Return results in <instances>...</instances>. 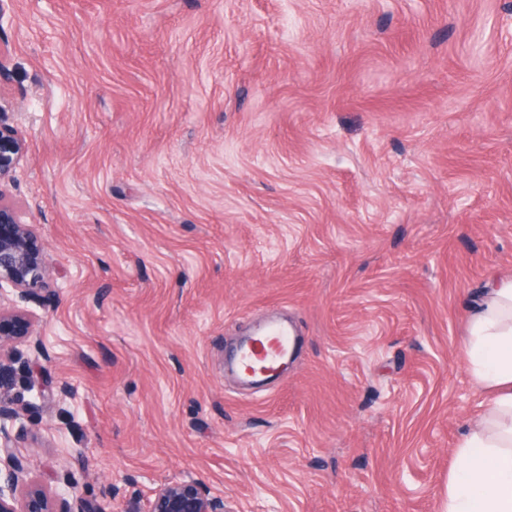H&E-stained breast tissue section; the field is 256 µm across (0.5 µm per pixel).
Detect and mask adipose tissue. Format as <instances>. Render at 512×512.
Returning <instances> with one entry per match:
<instances>
[{
    "label": "adipose tissue",
    "instance_id": "adipose-tissue-1",
    "mask_svg": "<svg viewBox=\"0 0 512 512\" xmlns=\"http://www.w3.org/2000/svg\"><path fill=\"white\" fill-rule=\"evenodd\" d=\"M464 354L477 383L495 394L456 451L447 512H512V278L487 280Z\"/></svg>",
    "mask_w": 512,
    "mask_h": 512
}]
</instances>
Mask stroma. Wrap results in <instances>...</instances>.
I'll list each match as a JSON object with an SVG mask.
<instances>
[{"label":"stroma","mask_w":512,"mask_h":512,"mask_svg":"<svg viewBox=\"0 0 512 512\" xmlns=\"http://www.w3.org/2000/svg\"><path fill=\"white\" fill-rule=\"evenodd\" d=\"M6 192L58 282L5 296L52 399L8 396L71 512L200 480L227 512H445L512 276V0H13ZM274 310L297 359L228 365Z\"/></svg>","instance_id":"stroma-1"}]
</instances>
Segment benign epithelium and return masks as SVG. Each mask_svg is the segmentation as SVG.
Returning <instances> with one entry per match:
<instances>
[{"mask_svg":"<svg viewBox=\"0 0 512 512\" xmlns=\"http://www.w3.org/2000/svg\"><path fill=\"white\" fill-rule=\"evenodd\" d=\"M25 152L22 131L7 123L0 106V186L15 182ZM50 276L42 239L0 189V299L9 292L24 300L34 299L39 290L49 286ZM29 333L30 323L23 315L0 308V352L13 339ZM23 366L27 390L42 401L52 396L48 382H35L30 361ZM20 420L21 413L0 400V512H54L41 489L32 488L22 498L18 495L29 459L16 451L9 428ZM145 512H224V501L211 497L199 481L189 477L160 485Z\"/></svg>","mask_w":512,"mask_h":512,"instance_id":"1","label":"benign epithelium"}]
</instances>
